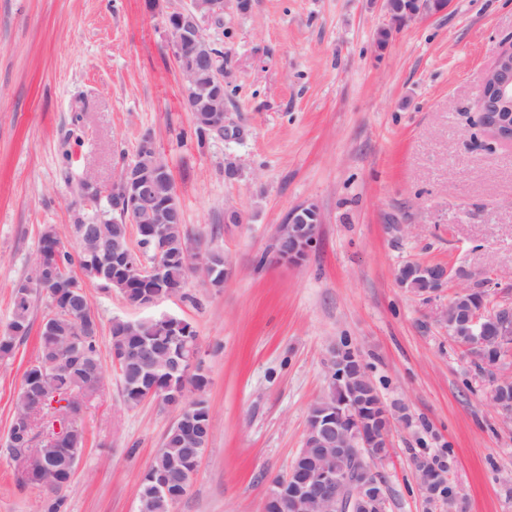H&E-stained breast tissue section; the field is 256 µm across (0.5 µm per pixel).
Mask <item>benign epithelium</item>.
<instances>
[{
  "label": "benign epithelium",
  "mask_w": 512,
  "mask_h": 512,
  "mask_svg": "<svg viewBox=\"0 0 512 512\" xmlns=\"http://www.w3.org/2000/svg\"><path fill=\"white\" fill-rule=\"evenodd\" d=\"M389 18V28L397 29L412 20L436 16L447 9L448 0L435 5V0H412L403 7L397 0H378ZM224 18V0H190V7L175 9L162 16L168 35L167 48L175 58L184 78L185 93L195 124L206 133L226 131L224 113L220 112L224 100V77L221 74V55L215 44L203 33L201 21ZM491 91L497 101L507 104L512 101V47L502 49L494 65L486 72L480 87L479 101ZM89 191L88 199L99 201L112 194V212L121 215L125 224H149L157 238L167 235V225L181 223V208L176 196L169 167L157 154L152 142L143 145L131 163L123 165L120 173L113 177L112 185L103 188L88 179L83 183ZM322 223L318 208L303 204L288 213L284 223L277 225L274 234L275 254L290 264H301L316 246L318 227ZM80 239L94 243L87 251L101 265H110L126 279L158 280L163 277L162 249H157L155 260L147 262L139 250L131 247L130 240L112 242V249L95 246L101 237L100 231L90 234L86 226L78 230ZM182 260L194 267L215 287L224 284L225 270H217L211 255L201 245L190 242L183 251ZM412 273L399 275L401 287L429 299L448 281V267L413 262ZM48 260L40 252L34 265L29 287L41 288L49 282ZM481 295L477 306L466 322L471 346L475 354L482 355L488 347H495L512 339V305L504 303L486 306ZM188 354L181 360L165 354L154 366L166 372H181L187 376L194 371L199 354L198 347H187ZM365 371L358 352L345 347L333 351L329 362L331 381L341 387L352 367ZM512 388V373L496 376L491 382L487 398L512 421V401L500 396L501 388ZM380 415L376 423L363 428L348 420L349 410L341 408L336 414L309 415L308 425L296 459L301 466H291L284 476L271 480V489L266 497L264 512H280L288 503L293 512H367L376 504L377 488L384 482L379 465L391 451L390 432L395 419H405V407H388L382 400L373 401ZM48 410L68 426L75 417L68 402L57 393H52ZM61 424V425H63ZM56 425V432H61ZM188 447L183 458L177 461L178 480L171 482L169 472L158 474L156 495L174 499L175 487L188 490L202 453L198 451L197 439L187 437ZM420 496L427 512H456L458 499L442 501L437 498V489L448 482V470L431 463L413 465Z\"/></svg>",
  "instance_id": "7a95c632"
}]
</instances>
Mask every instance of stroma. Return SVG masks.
I'll return each instance as SVG.
<instances>
[{
  "mask_svg": "<svg viewBox=\"0 0 512 512\" xmlns=\"http://www.w3.org/2000/svg\"><path fill=\"white\" fill-rule=\"evenodd\" d=\"M238 2L203 25L224 55L237 133L200 139L161 23L188 0H0V334L42 229L76 251L75 218L95 207L81 181L111 185L146 136L189 233L227 269L222 288L194 273L185 295L150 306L87 283L107 382L75 419L85 447L66 512H139L140 482L179 411L125 405L108 329L163 314L197 332L212 420L172 512H263L344 344L383 402L410 416L382 465L388 512H422L412 457L423 452L451 453L467 512H512V422L486 399L490 371L439 320L466 286L512 303V140L477 123L483 77L512 44V0H451L384 43L388 19L372 0ZM309 202L323 217L316 247L302 264L277 260V225ZM228 208L241 223H225ZM407 262L447 266L446 286L427 302L400 288ZM47 312L34 302L28 337L0 360V444ZM45 502L0 447V512Z\"/></svg>",
  "mask_w": 512,
  "mask_h": 512,
  "instance_id": "35a3bbf8",
  "label": "stroma"
}]
</instances>
